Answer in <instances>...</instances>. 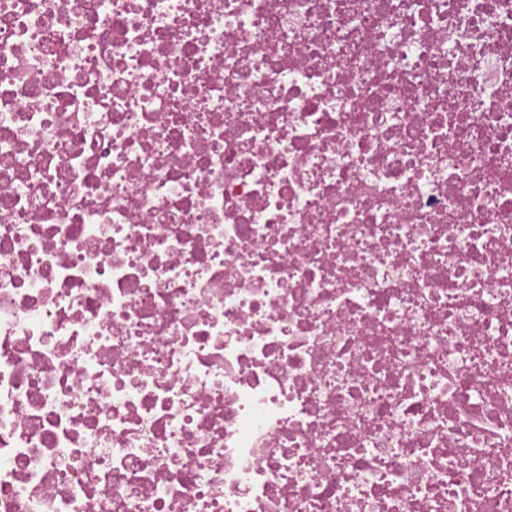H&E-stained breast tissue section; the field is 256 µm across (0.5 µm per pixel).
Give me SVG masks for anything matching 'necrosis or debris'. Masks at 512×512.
<instances>
[{
  "label": "necrosis or debris",
  "instance_id": "4bbe7bcc",
  "mask_svg": "<svg viewBox=\"0 0 512 512\" xmlns=\"http://www.w3.org/2000/svg\"><path fill=\"white\" fill-rule=\"evenodd\" d=\"M0 512H512V0H0Z\"/></svg>",
  "mask_w": 512,
  "mask_h": 512
}]
</instances>
